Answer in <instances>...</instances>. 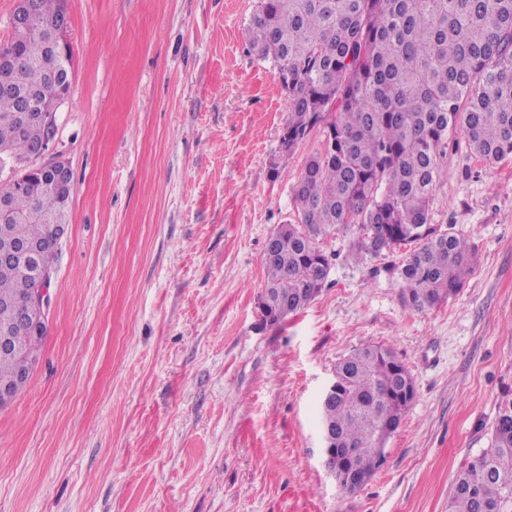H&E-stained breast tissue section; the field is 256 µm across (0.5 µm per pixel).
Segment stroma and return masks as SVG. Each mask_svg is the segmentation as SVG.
<instances>
[{"label": "stroma", "mask_w": 512, "mask_h": 512, "mask_svg": "<svg viewBox=\"0 0 512 512\" xmlns=\"http://www.w3.org/2000/svg\"><path fill=\"white\" fill-rule=\"evenodd\" d=\"M257 0H66L73 80L51 156L70 224L27 386L0 408V512H448L512 399V156L448 146L430 221L477 254L441 306L404 307L337 227L328 284L261 320L268 237L322 144L281 147L289 104L250 49ZM382 344L415 397L363 487L321 465L337 361Z\"/></svg>", "instance_id": "stroma-1"}]
</instances>
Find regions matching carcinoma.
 Returning <instances> with one entry per match:
<instances>
[{
  "label": "carcinoma",
  "mask_w": 512,
  "mask_h": 512,
  "mask_svg": "<svg viewBox=\"0 0 512 512\" xmlns=\"http://www.w3.org/2000/svg\"><path fill=\"white\" fill-rule=\"evenodd\" d=\"M61 6L39 0L37 27L52 29ZM249 34L288 94L283 152L320 124L326 136L292 189L295 221L272 234L262 322L279 324L321 293L333 261L323 241L341 224L364 228L358 252L405 250L393 268L404 306L423 311L456 296L475 253L452 229L429 223V211L456 136L488 163L512 156V0H257ZM72 58L55 62L42 38L29 37L16 45L18 82L44 104L56 67L72 79ZM19 109V100L0 95V164L46 136L41 122L17 119ZM47 185L35 176L11 194L13 212L44 218L7 229L16 242L37 240L52 251ZM31 288L29 275L0 263V303L20 310ZM44 338L13 334L32 361ZM335 370L336 394L320 404L321 425L333 432L334 448L357 451L337 468L341 487L352 491L382 466L384 445L410 405L400 389L414 382L382 345L354 350ZM27 382L15 358L0 353V385L17 393ZM448 512H512V401L499 411L490 447L458 476Z\"/></svg>",
  "instance_id": "carcinoma-1"
}]
</instances>
